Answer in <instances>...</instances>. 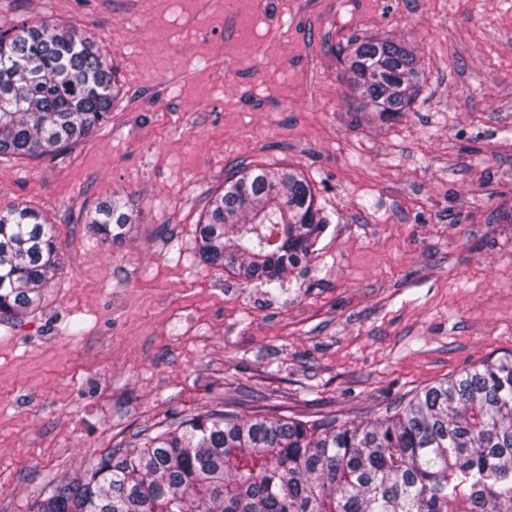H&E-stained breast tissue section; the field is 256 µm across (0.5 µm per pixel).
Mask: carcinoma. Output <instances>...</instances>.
<instances>
[{"mask_svg":"<svg viewBox=\"0 0 512 512\" xmlns=\"http://www.w3.org/2000/svg\"><path fill=\"white\" fill-rule=\"evenodd\" d=\"M361 104L381 120L423 87L415 50L364 36L344 56ZM113 68L77 28L40 20L0 32V156L42 157L90 137L119 96ZM136 223L115 199L87 215L104 243ZM328 224L311 182L243 167L196 229L208 266L267 284L305 263ZM53 226L0 210V321L38 307L61 270ZM29 512H512V363L487 361L366 422L212 410L137 438L39 494Z\"/></svg>","mask_w":512,"mask_h":512,"instance_id":"cac0c4a2","label":"carcinoma"}]
</instances>
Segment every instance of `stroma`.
Wrapping results in <instances>:
<instances>
[{"label":"stroma","instance_id":"obj_1","mask_svg":"<svg viewBox=\"0 0 512 512\" xmlns=\"http://www.w3.org/2000/svg\"><path fill=\"white\" fill-rule=\"evenodd\" d=\"M81 29L117 68L106 125L0 158V209L53 223L63 269L0 322V512L141 430L211 409L371 419L512 361V0H0V25ZM421 57L411 112L359 111L336 49ZM292 167L329 217L270 289L201 262L196 223L239 167ZM138 215L120 246L87 212Z\"/></svg>","mask_w":512,"mask_h":512}]
</instances>
